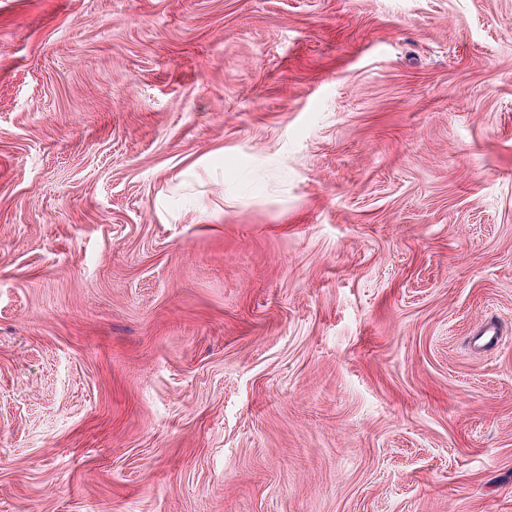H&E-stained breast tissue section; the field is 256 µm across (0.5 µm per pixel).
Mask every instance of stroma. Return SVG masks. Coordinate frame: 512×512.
Instances as JSON below:
<instances>
[{"label":"stroma","instance_id":"1","mask_svg":"<svg viewBox=\"0 0 512 512\" xmlns=\"http://www.w3.org/2000/svg\"><path fill=\"white\" fill-rule=\"evenodd\" d=\"M0 512H512V0H0Z\"/></svg>","mask_w":512,"mask_h":512}]
</instances>
